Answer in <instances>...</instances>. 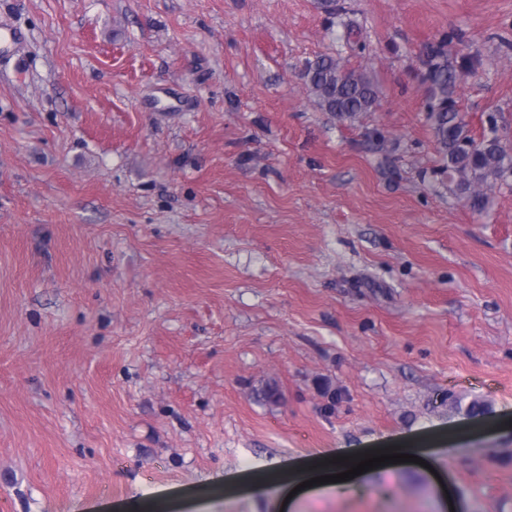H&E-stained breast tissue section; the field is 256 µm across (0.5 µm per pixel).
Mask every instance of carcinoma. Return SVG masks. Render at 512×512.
Segmentation results:
<instances>
[{"label": "carcinoma", "mask_w": 512, "mask_h": 512, "mask_svg": "<svg viewBox=\"0 0 512 512\" xmlns=\"http://www.w3.org/2000/svg\"><path fill=\"white\" fill-rule=\"evenodd\" d=\"M427 65L431 90L427 119L443 155L448 182L473 210L481 211L495 184L512 177V146L496 137L475 141L461 113L448 108V87L458 75L448 67L445 41L429 48ZM304 77L315 106L341 120L355 122L377 106V85L365 73L348 68L341 57L317 58L307 64Z\"/></svg>", "instance_id": "carcinoma-1"}]
</instances>
